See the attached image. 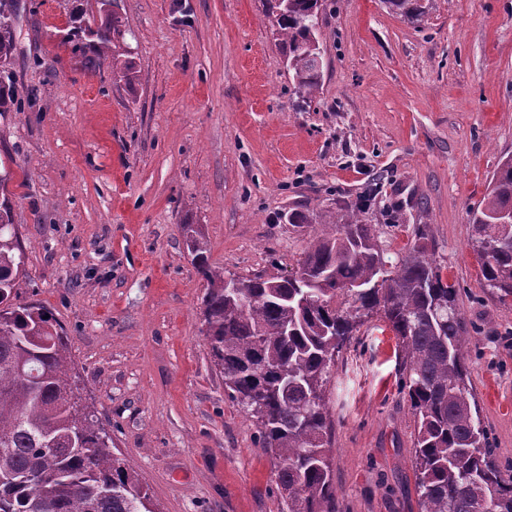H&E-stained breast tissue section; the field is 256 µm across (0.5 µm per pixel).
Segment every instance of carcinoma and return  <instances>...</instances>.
<instances>
[{
  "label": "carcinoma",
  "instance_id": "obj_1",
  "mask_svg": "<svg viewBox=\"0 0 512 512\" xmlns=\"http://www.w3.org/2000/svg\"><path fill=\"white\" fill-rule=\"evenodd\" d=\"M97 23L72 16L62 44L83 53L91 74L109 68L135 80L120 5ZM417 21L424 0H385ZM286 49L297 106L322 77L315 36L319 0H266ZM20 0H0V112L11 111L15 20ZM0 175V512H158L135 468L112 453V437L84 402L69 338L43 305L15 291L25 253L17 213ZM365 202L337 220L318 217L298 267L302 278L238 276L210 265L208 243L183 225L186 247L207 287L202 332L224 391L256 421L258 445L277 467L287 512H336L331 467L333 424L325 401L331 368L377 316L393 333L399 384L414 418L415 489L422 512H512V474L501 469L479 418L468 363L470 332L458 291L442 268L414 247L385 248L359 217ZM471 244L484 287L512 295V157L473 214Z\"/></svg>",
  "mask_w": 512,
  "mask_h": 512
}]
</instances>
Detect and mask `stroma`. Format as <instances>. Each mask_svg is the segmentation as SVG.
Returning <instances> with one entry per match:
<instances>
[{
  "instance_id": "stroma-1",
  "label": "stroma",
  "mask_w": 512,
  "mask_h": 512,
  "mask_svg": "<svg viewBox=\"0 0 512 512\" xmlns=\"http://www.w3.org/2000/svg\"><path fill=\"white\" fill-rule=\"evenodd\" d=\"M20 4L28 105L0 114L16 291L63 327L85 403L159 512H285L211 363L184 225L225 275L286 276L313 233L289 216L361 201L389 251L422 243L456 284L480 420L512 473V297L485 288L470 246L512 156V0H430L414 22L384 0H322V80L301 109L264 0H121L130 85L61 45L87 0ZM397 369L374 318L330 371L337 512H421Z\"/></svg>"
}]
</instances>
